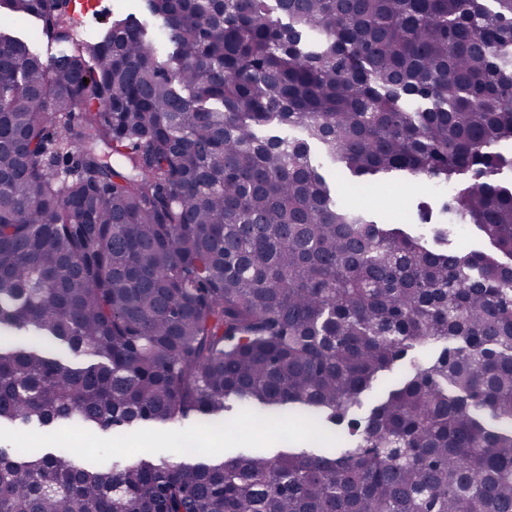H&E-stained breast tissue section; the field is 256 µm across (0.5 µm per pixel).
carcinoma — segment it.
<instances>
[{
  "mask_svg": "<svg viewBox=\"0 0 512 512\" xmlns=\"http://www.w3.org/2000/svg\"><path fill=\"white\" fill-rule=\"evenodd\" d=\"M143 2L87 32L0 0L50 50L0 29V425L236 404L336 447L0 446V512H512V0ZM324 162L428 180L445 219L378 224Z\"/></svg>",
  "mask_w": 512,
  "mask_h": 512,
  "instance_id": "1",
  "label": "carcinoma"
}]
</instances>
